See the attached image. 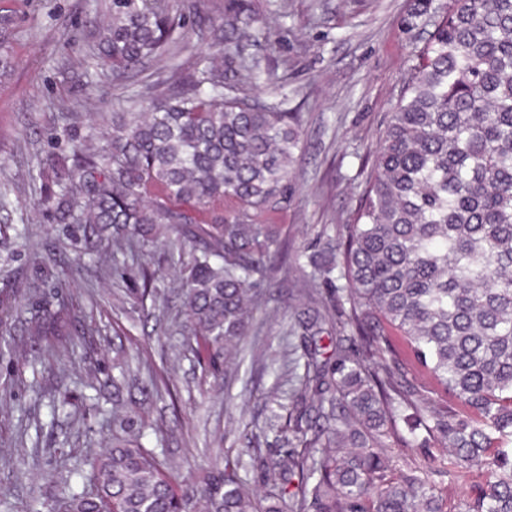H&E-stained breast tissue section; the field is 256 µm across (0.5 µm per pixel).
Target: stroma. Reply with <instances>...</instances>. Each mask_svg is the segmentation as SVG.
<instances>
[{
    "instance_id": "obj_1",
    "label": "stroma",
    "mask_w": 512,
    "mask_h": 512,
    "mask_svg": "<svg viewBox=\"0 0 512 512\" xmlns=\"http://www.w3.org/2000/svg\"><path fill=\"white\" fill-rule=\"evenodd\" d=\"M415 0H165L185 26L182 60H212L224 14L240 10L253 68L239 96L300 118L288 206L269 216L289 261L272 259L273 287L251 309L245 352L218 375L202 371L170 275L142 287L129 255L100 246L89 225L49 223L30 175L56 147L63 108L93 83L96 111L113 112L152 84L155 67L120 78L91 66V17L110 0H0L14 20L0 72V512H54L85 487L81 469L118 434L176 465L182 477L236 457L277 404L257 356L281 355L294 313L316 292L296 254L324 251L350 223L379 132L398 101L415 40L403 21ZM66 301L73 337L52 346L28 331L41 300Z\"/></svg>"
}]
</instances>
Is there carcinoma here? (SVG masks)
Segmentation results:
<instances>
[{
  "label": "carcinoma",
  "mask_w": 512,
  "mask_h": 512,
  "mask_svg": "<svg viewBox=\"0 0 512 512\" xmlns=\"http://www.w3.org/2000/svg\"><path fill=\"white\" fill-rule=\"evenodd\" d=\"M421 0L408 27L434 17L413 44L403 92L380 134L353 222L332 259L307 256L313 279L334 286L339 343L316 336L325 317H299L302 353L282 356L278 379L303 366L291 422L267 427L286 449H253L267 490L255 495L240 459L225 457L198 483L154 452L112 438L89 461V490L60 512H445L430 472L395 471L385 440L442 449L435 472L482 477L463 512H512V0ZM237 13L224 47L198 71L162 66L169 90L84 125L66 110L67 147L34 178L57 224H94L150 288L155 272L136 244L160 241L184 291L199 363L222 364L245 340L263 264L277 244L265 217L288 206L299 119L235 94L226 73L249 72ZM97 59L116 75L170 60L180 23L149 0H112L88 20ZM37 340L70 335L71 314L47 306ZM400 336L437 389L414 382L390 344Z\"/></svg>",
  "instance_id": "1"
}]
</instances>
